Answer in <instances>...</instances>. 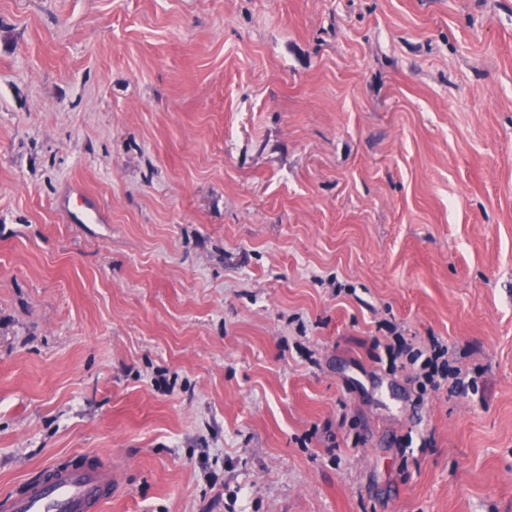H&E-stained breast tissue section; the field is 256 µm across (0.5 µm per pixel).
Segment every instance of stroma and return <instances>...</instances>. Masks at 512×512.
<instances>
[{
	"label": "stroma",
	"instance_id": "1",
	"mask_svg": "<svg viewBox=\"0 0 512 512\" xmlns=\"http://www.w3.org/2000/svg\"><path fill=\"white\" fill-rule=\"evenodd\" d=\"M87 452L101 512H512V0H0V492ZM388 330L394 335L393 343L386 344L384 347L391 367H396L398 360L403 365H411L416 370L415 380L422 396L428 390H439L444 381L448 382L449 375L456 379L453 382L454 387L460 392L465 390V381L456 377L455 372L448 371V359L445 358L448 354V346L432 338L431 349L424 352L408 344L404 336L395 332L394 325H389Z\"/></svg>",
	"mask_w": 512,
	"mask_h": 512
}]
</instances>
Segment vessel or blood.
I'll list each match as a JSON object with an SVG mask.
<instances>
[{
    "mask_svg": "<svg viewBox=\"0 0 512 512\" xmlns=\"http://www.w3.org/2000/svg\"><path fill=\"white\" fill-rule=\"evenodd\" d=\"M112 493V474L95 466L45 467L21 490L0 495V512H98Z\"/></svg>",
    "mask_w": 512,
    "mask_h": 512,
    "instance_id": "obj_1",
    "label": "vessel or blood"
}]
</instances>
